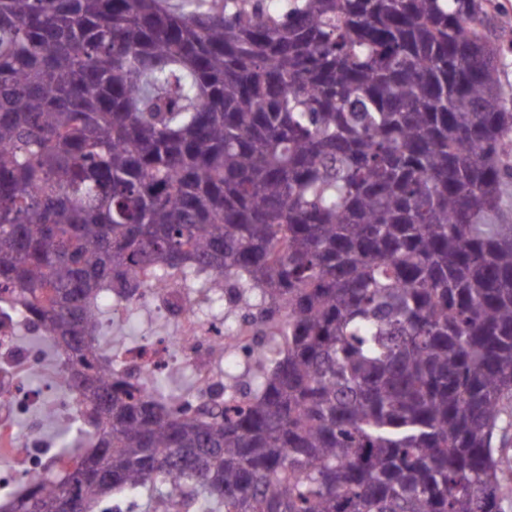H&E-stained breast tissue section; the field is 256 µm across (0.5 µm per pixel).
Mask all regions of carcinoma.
Returning <instances> with one entry per match:
<instances>
[{"label": "carcinoma", "mask_w": 512, "mask_h": 512, "mask_svg": "<svg viewBox=\"0 0 512 512\" xmlns=\"http://www.w3.org/2000/svg\"><path fill=\"white\" fill-rule=\"evenodd\" d=\"M494 0H0V291L81 399L5 512H505L512 109ZM205 274L247 384L88 331Z\"/></svg>", "instance_id": "cac0c4a2"}]
</instances>
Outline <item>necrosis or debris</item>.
<instances>
[{"instance_id":"obj_1","label":"necrosis or debris","mask_w":512,"mask_h":512,"mask_svg":"<svg viewBox=\"0 0 512 512\" xmlns=\"http://www.w3.org/2000/svg\"><path fill=\"white\" fill-rule=\"evenodd\" d=\"M149 307L157 313L175 315L179 349L171 351L170 341L149 338L119 355L121 365L145 378L181 364L191 370L199 391H206L219 379L216 360L224 351L239 346L242 334L223 333L221 316L210 313L204 292L195 290L192 276L185 273L159 279L151 293ZM30 321V316L20 306L0 295V458L21 457V464L11 473L15 482L41 472L49 456L37 432L21 437L12 428L15 415L38 402L37 396L20 386L35 365L37 355L12 342L18 326Z\"/></svg>"}]
</instances>
